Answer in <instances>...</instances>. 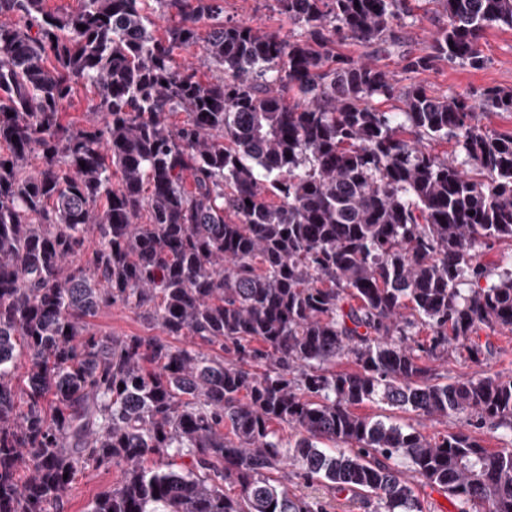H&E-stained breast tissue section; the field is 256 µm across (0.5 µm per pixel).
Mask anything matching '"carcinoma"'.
Returning <instances> with one entry per match:
<instances>
[{"label":"carcinoma","mask_w":512,"mask_h":512,"mask_svg":"<svg viewBox=\"0 0 512 512\" xmlns=\"http://www.w3.org/2000/svg\"><path fill=\"white\" fill-rule=\"evenodd\" d=\"M147 2L0 0V512H59L90 465L120 478L88 512H323L290 476L372 512H424L421 486L512 512V376L439 373L512 332V268L471 287L474 246L512 244V130L478 119L512 89L439 97L336 54L396 43L408 0H275L295 39L223 0ZM433 2L407 71L478 68L512 28V0ZM84 85L97 123L63 112ZM115 305L166 338L98 336ZM460 429H469V431L475 430L483 437L485 441V446L488 448H500L504 444L508 443L500 440L499 431L497 433L490 430L488 427H484L482 429H475L471 426H466L464 419L461 417H449L447 424L424 421V431L429 435L437 434L439 432L444 433L446 430L448 432H456Z\"/></svg>","instance_id":"obj_1"}]
</instances>
